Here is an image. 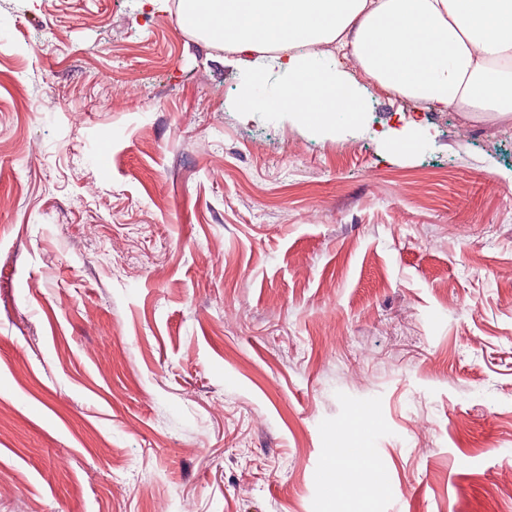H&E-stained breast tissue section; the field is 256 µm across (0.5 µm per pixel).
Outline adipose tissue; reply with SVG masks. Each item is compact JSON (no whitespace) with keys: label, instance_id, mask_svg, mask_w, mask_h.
I'll return each mask as SVG.
<instances>
[{"label":"adipose tissue","instance_id":"obj_1","mask_svg":"<svg viewBox=\"0 0 512 512\" xmlns=\"http://www.w3.org/2000/svg\"><path fill=\"white\" fill-rule=\"evenodd\" d=\"M144 2L229 54L244 75L239 112L284 113L314 134L361 130L378 88L434 112L512 119V0Z\"/></svg>","mask_w":512,"mask_h":512}]
</instances>
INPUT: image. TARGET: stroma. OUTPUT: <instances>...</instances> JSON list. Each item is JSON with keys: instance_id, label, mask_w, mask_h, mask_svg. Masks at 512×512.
<instances>
[{"instance_id": "35a3bbf8", "label": "stroma", "mask_w": 512, "mask_h": 512, "mask_svg": "<svg viewBox=\"0 0 512 512\" xmlns=\"http://www.w3.org/2000/svg\"><path fill=\"white\" fill-rule=\"evenodd\" d=\"M223 57L0 0V512H358L346 444L371 512H512V121L396 155ZM336 456L345 457L348 459H354L357 456L355 448H336ZM331 456L329 458L328 466L334 470L348 468L351 465L358 466L357 460L349 461L340 457ZM361 474V470L357 467H350L346 470H336L332 472L331 487L336 491L349 493L352 488H356L358 485L357 478Z\"/></svg>"}]
</instances>
